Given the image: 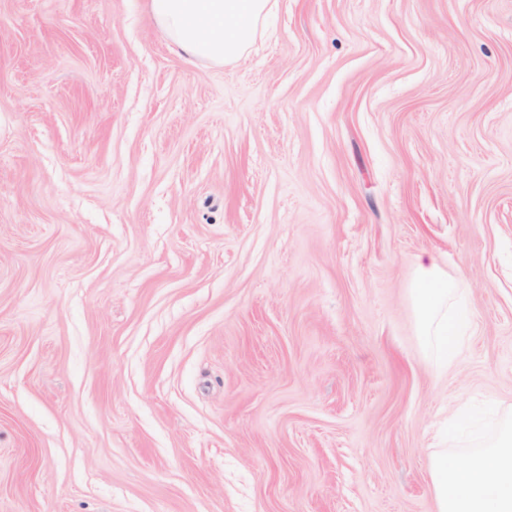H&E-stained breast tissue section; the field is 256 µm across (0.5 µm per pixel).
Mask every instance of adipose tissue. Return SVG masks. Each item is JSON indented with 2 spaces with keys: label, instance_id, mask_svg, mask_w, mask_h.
<instances>
[{
  "label": "adipose tissue",
  "instance_id": "ef3b65f1",
  "mask_svg": "<svg viewBox=\"0 0 512 512\" xmlns=\"http://www.w3.org/2000/svg\"><path fill=\"white\" fill-rule=\"evenodd\" d=\"M270 8L271 0H148L154 24L187 57L219 66L242 56ZM412 292L422 335L435 340L442 362H456L467 319L455 309L461 282L426 255ZM430 476L436 512H512V420L465 463L436 458Z\"/></svg>",
  "mask_w": 512,
  "mask_h": 512
}]
</instances>
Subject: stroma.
Wrapping results in <instances>:
<instances>
[{
    "mask_svg": "<svg viewBox=\"0 0 512 512\" xmlns=\"http://www.w3.org/2000/svg\"><path fill=\"white\" fill-rule=\"evenodd\" d=\"M145 3L0 0V512H435L512 417V0H277L221 67ZM459 280L447 276L431 255L419 258L412 292L421 326V336L435 339L440 359L447 364L457 361L458 336L468 320L466 313L456 312L455 304L462 295Z\"/></svg>",
    "mask_w": 512,
    "mask_h": 512,
    "instance_id": "35a3bbf8",
    "label": "stroma"
}]
</instances>
